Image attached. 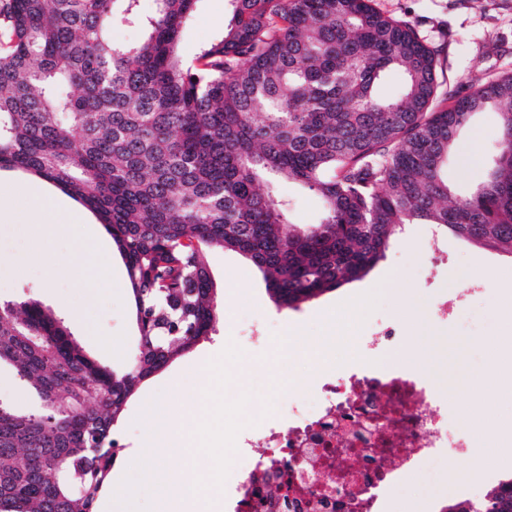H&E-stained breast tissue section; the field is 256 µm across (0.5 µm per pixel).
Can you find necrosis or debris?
Masks as SVG:
<instances>
[{"label":"necrosis or debris","mask_w":512,"mask_h":512,"mask_svg":"<svg viewBox=\"0 0 512 512\" xmlns=\"http://www.w3.org/2000/svg\"><path fill=\"white\" fill-rule=\"evenodd\" d=\"M404 330L381 325L356 362L324 374L314 400L237 439L267 454L224 491L232 512H381L429 455L467 448L448 420V400L399 363Z\"/></svg>","instance_id":"necrosis-or-debris-1"}]
</instances>
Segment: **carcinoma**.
Instances as JSON below:
<instances>
[{"label":"carcinoma","mask_w":512,"mask_h":512,"mask_svg":"<svg viewBox=\"0 0 512 512\" xmlns=\"http://www.w3.org/2000/svg\"><path fill=\"white\" fill-rule=\"evenodd\" d=\"M0 0V170L34 174L92 211L120 253L139 345L116 372L33 299L0 304V366L40 409L0 403V512H93L114 426L138 385L210 334L215 248L295 308L362 279L406 224L512 255V73L436 104L437 53L373 0H228L221 40L179 53L197 0ZM116 22L140 41L112 42ZM397 72L402 84L379 85ZM497 111L484 179L445 169L472 118ZM320 198L293 224L276 190ZM457 512H512V481Z\"/></svg>","instance_id":"cac0c4a2"}]
</instances>
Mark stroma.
<instances>
[{"label":"stroma","instance_id":"35a3bbf8","mask_svg":"<svg viewBox=\"0 0 512 512\" xmlns=\"http://www.w3.org/2000/svg\"><path fill=\"white\" fill-rule=\"evenodd\" d=\"M384 14L410 21L437 52L440 92L455 100L468 85L512 73V0H374ZM228 0H198L179 42V55L195 64L201 49L224 33L230 17ZM498 138L496 113L477 115L464 132V153L448 170L450 183L479 181ZM277 193L297 224L319 219V199L296 185L281 184ZM22 215L19 224L0 226V301L38 299L70 328L92 358L113 369L130 367L138 347L134 305L126 269L114 246L98 250L90 224L71 225L67 235L36 242ZM61 272L53 285L44 282L45 263ZM212 274L221 287V313L209 336L162 371L142 382L115 425L118 458L134 454L143 443L142 414L149 402H163L181 411L192 406L199 390L208 388L210 359L230 338L245 335L254 323L275 338L288 341L287 357H274L269 347L247 351V360L262 359L254 372L252 407L275 394L276 410H285L295 396L309 392L327 369L350 366L363 338L391 317L403 324L407 341L403 360L427 373L459 407L456 428L472 434L471 416L481 415L488 429L512 425V320L502 314L512 289V255L487 250L428 224H408L390 240L383 260L363 278L300 304L279 307L262 275L243 256L216 249L209 255ZM474 289L465 310L477 323L464 329L443 322L434 306L443 295ZM324 341L327 359L318 363L304 355L315 341ZM281 381L273 392V381ZM512 480V467L490 469L476 448L430 458L414 480L385 501V512H444L456 501L479 502Z\"/></svg>","mask_w":512,"mask_h":512}]
</instances>
